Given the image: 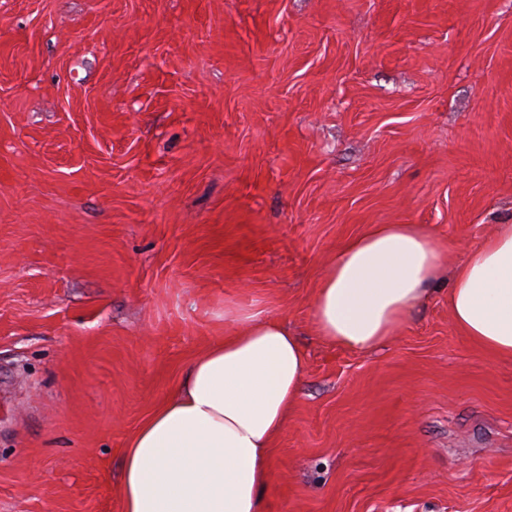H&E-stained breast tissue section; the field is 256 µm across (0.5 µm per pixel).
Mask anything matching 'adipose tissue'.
I'll return each mask as SVG.
<instances>
[{
    "mask_svg": "<svg viewBox=\"0 0 512 512\" xmlns=\"http://www.w3.org/2000/svg\"><path fill=\"white\" fill-rule=\"evenodd\" d=\"M444 249L422 224H372L330 261L314 304L325 342L371 352L440 280ZM456 330L512 360V224L468 252L448 288ZM231 330L190 362L176 396L129 439L122 512H264L268 450L284 430L306 353L276 317L224 312Z\"/></svg>",
    "mask_w": 512,
    "mask_h": 512,
    "instance_id": "obj_1",
    "label": "adipose tissue"
}]
</instances>
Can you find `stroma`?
<instances>
[{
	"label": "stroma",
	"instance_id": "stroma-1",
	"mask_svg": "<svg viewBox=\"0 0 512 512\" xmlns=\"http://www.w3.org/2000/svg\"><path fill=\"white\" fill-rule=\"evenodd\" d=\"M511 223L512 0H0V512H121L228 306L306 351L265 512H512V361L447 291ZM370 224L446 252L360 353L313 305Z\"/></svg>",
	"mask_w": 512,
	"mask_h": 512
}]
</instances>
